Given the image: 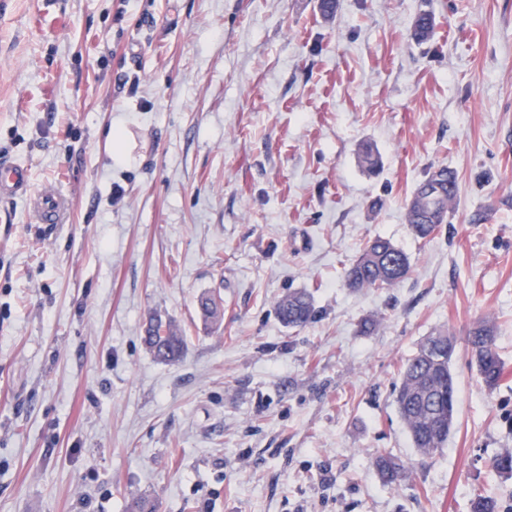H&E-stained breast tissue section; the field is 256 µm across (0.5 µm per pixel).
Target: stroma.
Masks as SVG:
<instances>
[{
    "instance_id": "35a3bbf8",
    "label": "stroma",
    "mask_w": 512,
    "mask_h": 512,
    "mask_svg": "<svg viewBox=\"0 0 512 512\" xmlns=\"http://www.w3.org/2000/svg\"><path fill=\"white\" fill-rule=\"evenodd\" d=\"M4 157L31 194L0 197V512H512L489 467L512 451V0H0ZM440 167L458 194L423 241L407 204ZM377 236L408 277L346 288ZM295 288L318 311L301 330L275 314ZM153 315L180 362L146 347ZM486 318L492 390L467 343ZM438 330L457 413L424 459L393 389ZM381 452L408 466L396 488ZM39 220L43 224H56L59 222L64 210V202L55 193H45L34 201ZM144 343L157 358L173 364L183 357L186 336L170 322L164 324L158 319H151ZM497 327L491 321H480L468 332L477 373L488 389H494L503 375V363L496 347Z\"/></svg>"
}]
</instances>
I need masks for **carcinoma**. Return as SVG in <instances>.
<instances>
[{
  "label": "carcinoma",
  "instance_id": "obj_1",
  "mask_svg": "<svg viewBox=\"0 0 512 512\" xmlns=\"http://www.w3.org/2000/svg\"><path fill=\"white\" fill-rule=\"evenodd\" d=\"M442 176V185L456 183L455 174L443 168L431 172L422 181L407 207V217L413 235L425 240L445 223L454 198L443 195L438 199L423 196L424 187L436 176ZM411 271L409 255L389 239L375 237L369 240L356 261L346 270L344 281L350 288H393ZM197 310L204 323L219 322L218 307L213 299L203 295L197 301ZM279 321L291 329L312 323L317 314L311 293L290 290L275 305ZM497 327L491 321H480L468 332L477 373L488 389H494L503 375V363L496 347ZM147 348L160 360L179 362L186 347V337L172 323L152 320L144 337ZM456 351L455 337L437 333L426 337L415 353L401 367V381L394 402L406 426L413 447L422 458L429 459L446 447L454 426L457 405L456 378L451 363ZM375 470L385 486L400 483L407 466L390 453H381L374 460ZM492 471L501 477L512 478V451L494 457ZM469 512H497L495 499L481 494L469 503Z\"/></svg>",
  "mask_w": 512,
  "mask_h": 512
}]
</instances>
